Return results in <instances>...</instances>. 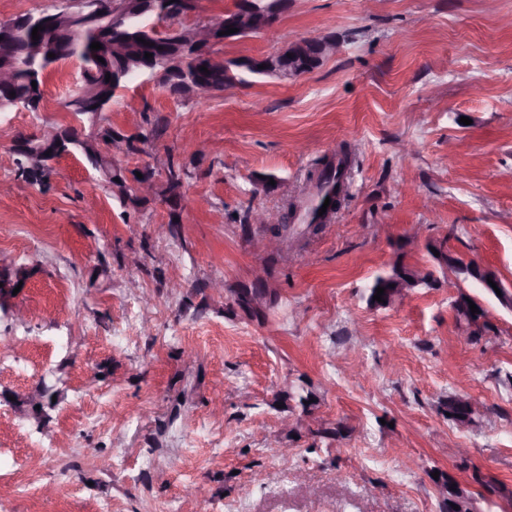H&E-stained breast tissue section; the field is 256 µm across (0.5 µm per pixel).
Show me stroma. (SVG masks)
<instances>
[{"instance_id": "stroma-1", "label": "stroma", "mask_w": 512, "mask_h": 512, "mask_svg": "<svg viewBox=\"0 0 512 512\" xmlns=\"http://www.w3.org/2000/svg\"><path fill=\"white\" fill-rule=\"evenodd\" d=\"M321 36L336 54L287 81L179 104L143 78L117 92L103 124L130 131L134 101L160 130L121 165L169 152L190 171L176 237L162 199L124 208L81 157L44 186L18 177L15 138L71 121L77 60L46 74L39 111L0 112V263L31 272L24 318L0 310V512H441L438 473L481 512L512 492V312L471 288L470 342L447 283L365 300L396 261L437 270V244L512 285V0H289L218 52ZM344 150L333 220L288 259L243 233L241 209L287 211ZM265 176L289 195L256 191ZM258 266L278 293L262 321L231 302ZM453 394L474 424L439 413Z\"/></svg>"}]
</instances>
